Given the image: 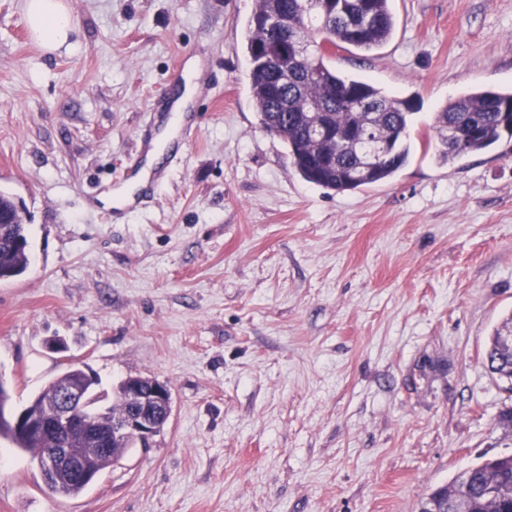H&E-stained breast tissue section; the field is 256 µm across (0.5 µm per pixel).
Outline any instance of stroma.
<instances>
[{
	"mask_svg": "<svg viewBox=\"0 0 512 512\" xmlns=\"http://www.w3.org/2000/svg\"><path fill=\"white\" fill-rule=\"evenodd\" d=\"M66 2L76 47L46 53L0 0V192L29 242L0 281V383L19 409L71 366L108 392L155 378L172 411L73 498L1 440L0 512H419L507 453L512 391L483 358L512 313V141L442 164L432 124L512 89V0H393L381 51L337 50L338 72L416 104L405 165L339 194L261 127L254 0ZM185 90L196 132L108 205Z\"/></svg>",
	"mask_w": 512,
	"mask_h": 512,
	"instance_id": "obj_1",
	"label": "stroma"
}]
</instances>
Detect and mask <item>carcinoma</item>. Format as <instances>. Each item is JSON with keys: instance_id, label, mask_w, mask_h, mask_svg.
Instances as JSON below:
<instances>
[{"instance_id": "obj_1", "label": "carcinoma", "mask_w": 512, "mask_h": 512, "mask_svg": "<svg viewBox=\"0 0 512 512\" xmlns=\"http://www.w3.org/2000/svg\"><path fill=\"white\" fill-rule=\"evenodd\" d=\"M246 26V50L250 60V89L264 131L288 146L293 168L303 180L335 193L358 190L386 182L404 165L409 148L404 144L413 104L386 93L373 83L342 76L330 65L336 49L345 45L372 52L391 38L395 21L390 0H255ZM288 8V28L274 30L266 20ZM298 33L307 42L304 56L285 59L280 47ZM512 114V92L492 88L472 90L449 99L435 112L433 128L438 157L452 163L479 154L503 138ZM382 138L393 141L389 155L369 163L367 158ZM13 200L0 194V280L15 277L27 267L28 239L24 224L11 223ZM512 326V315L489 335L485 363L491 373L512 386V349L500 343L503 329ZM85 372L70 367L50 381L24 407L36 412L43 397L64 381L84 383ZM124 384H119L110 406L96 409L98 393L84 408L89 425L106 424L125 409ZM9 391L0 383V440L40 458L47 448L59 445V434L43 429L28 434L15 432ZM112 452L89 461L80 478L67 474L42 477L47 490L63 498L76 497L112 465ZM455 512L460 498L471 512H512V455L488 458L431 493Z\"/></svg>"}]
</instances>
